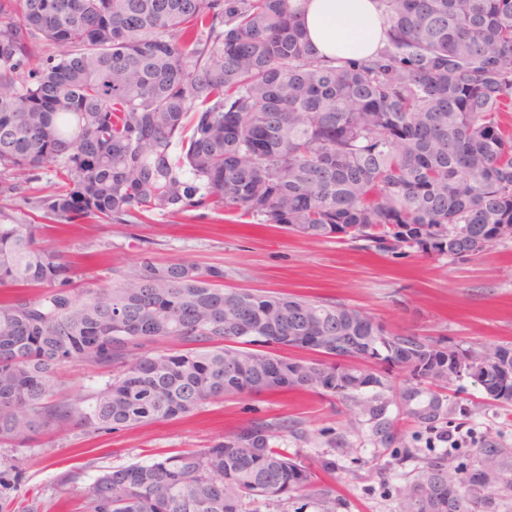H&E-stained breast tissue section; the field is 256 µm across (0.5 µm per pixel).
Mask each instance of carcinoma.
I'll use <instances>...</instances> for the list:
<instances>
[{
	"mask_svg": "<svg viewBox=\"0 0 512 512\" xmlns=\"http://www.w3.org/2000/svg\"><path fill=\"white\" fill-rule=\"evenodd\" d=\"M386 40L326 61L299 26L303 0H0V170L57 166L35 209L62 224H122L159 206L224 214L312 239L462 259L512 240V0H377ZM54 48L31 66L36 43ZM38 224L0 223V447L46 429L111 432L188 416L243 393L311 390L376 418L393 388L359 363L418 371L470 349L397 333L333 301L224 289V269L144 255L83 290ZM52 290L30 295L28 288ZM359 349L336 360V337ZM160 338L179 349L148 351ZM295 348L314 358L268 348ZM505 370L471 376L512 401ZM64 364L119 372L66 395ZM288 421L102 471L83 512H335L333 489L281 443ZM17 465L0 455V488ZM427 462L399 512H486L512 490L502 467Z\"/></svg>",
	"mask_w": 512,
	"mask_h": 512,
	"instance_id": "cac0c4a2",
	"label": "carcinoma"
}]
</instances>
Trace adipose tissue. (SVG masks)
I'll return each mask as SVG.
<instances>
[{
    "label": "adipose tissue",
    "mask_w": 512,
    "mask_h": 512,
    "mask_svg": "<svg viewBox=\"0 0 512 512\" xmlns=\"http://www.w3.org/2000/svg\"><path fill=\"white\" fill-rule=\"evenodd\" d=\"M318 56L363 60L385 39L375 0H308L301 21Z\"/></svg>",
    "instance_id": "ef3b65f1"
}]
</instances>
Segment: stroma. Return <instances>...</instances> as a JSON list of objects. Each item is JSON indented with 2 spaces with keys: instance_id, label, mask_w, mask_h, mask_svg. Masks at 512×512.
I'll return each instance as SVG.
<instances>
[{
  "instance_id": "1",
  "label": "stroma",
  "mask_w": 512,
  "mask_h": 512,
  "mask_svg": "<svg viewBox=\"0 0 512 512\" xmlns=\"http://www.w3.org/2000/svg\"><path fill=\"white\" fill-rule=\"evenodd\" d=\"M57 175H0V223L36 222L42 248L70 262L82 286L95 287L132 271L142 251L160 261L184 260L224 270L228 288L305 295L360 310L397 332L477 348L512 343V240L451 261L416 251L395 257L358 243L310 240L276 226L247 224L212 209H157L123 224L45 220L35 199ZM391 439L375 432L368 414L310 390L246 393L206 404L192 415L114 432L46 431L17 448L20 464L6 490L8 512H82L86 492L103 470L147 463L168 453L200 450L256 420L297 421L289 449L299 450L335 491L336 512H397L398 503L429 460L468 455L476 444L512 448V404L486 398L466 379L447 390L439 415L425 420L428 394L382 397ZM459 441L450 447L449 438ZM78 471L67 487L59 476Z\"/></svg>"
}]
</instances>
